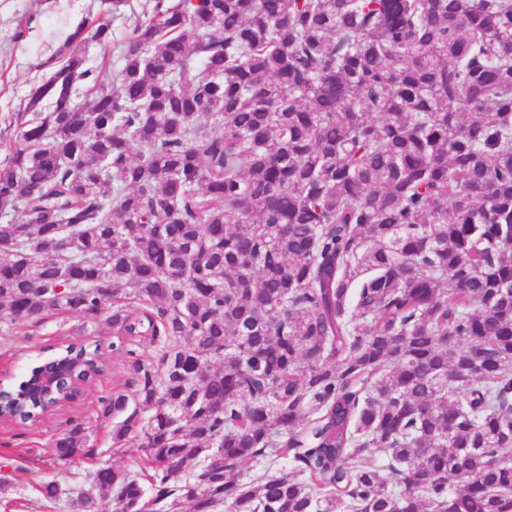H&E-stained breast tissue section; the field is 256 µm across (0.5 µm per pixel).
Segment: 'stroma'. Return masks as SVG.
I'll use <instances>...</instances> for the list:
<instances>
[{"mask_svg": "<svg viewBox=\"0 0 512 512\" xmlns=\"http://www.w3.org/2000/svg\"><path fill=\"white\" fill-rule=\"evenodd\" d=\"M153 0H126L121 17L112 24L104 44L91 43L87 64L108 78H118V47L129 30L150 18ZM104 0H0V162L17 134L15 114L22 110L30 88L45 76L43 64L58 51L68 32L82 19L106 11ZM112 329L104 320L54 315L27 319L0 330V372L15 376L25 365L45 357L61 344L109 345ZM136 387L125 371L124 356H111L103 373L73 403L47 415L42 421L19 426L0 422V512H39L38 487L56 481L60 495L51 512H72L71 501L87 489L98 465L125 468L141 453L138 440L124 452L113 454L111 421L99 414L102 397L113 393L134 396ZM84 423L90 437L87 448L61 463L53 458L54 442L70 421Z\"/></svg>", "mask_w": 512, "mask_h": 512, "instance_id": "stroma-1", "label": "stroma"}]
</instances>
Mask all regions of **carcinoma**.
Here are the masks:
<instances>
[{
  "label": "carcinoma",
  "mask_w": 512,
  "mask_h": 512,
  "mask_svg": "<svg viewBox=\"0 0 512 512\" xmlns=\"http://www.w3.org/2000/svg\"><path fill=\"white\" fill-rule=\"evenodd\" d=\"M111 25L43 63L0 163V320L157 344L138 407L101 400L143 455L75 512H512V0H154L108 83ZM5 391L21 424L71 401Z\"/></svg>",
  "instance_id": "carcinoma-1"
}]
</instances>
